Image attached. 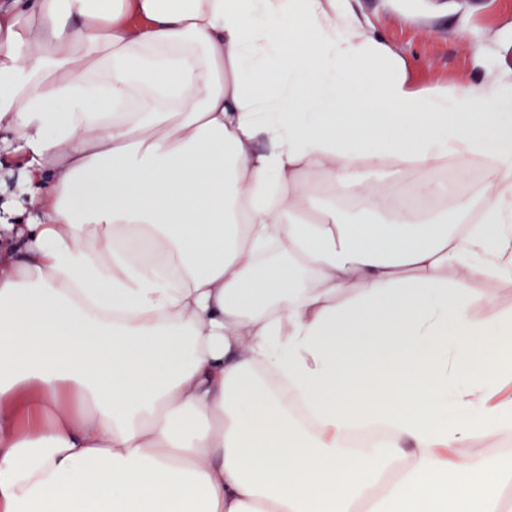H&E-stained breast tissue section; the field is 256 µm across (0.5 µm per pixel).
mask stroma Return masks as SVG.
<instances>
[{
	"label": "stroma",
	"mask_w": 512,
	"mask_h": 512,
	"mask_svg": "<svg viewBox=\"0 0 512 512\" xmlns=\"http://www.w3.org/2000/svg\"><path fill=\"white\" fill-rule=\"evenodd\" d=\"M419 93L512 73V0H352ZM472 309L512 315V279L472 281Z\"/></svg>",
	"instance_id": "obj_1"
}]
</instances>
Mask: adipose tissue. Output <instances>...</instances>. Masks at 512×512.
<instances>
[{
	"label": "adipose tissue",
	"instance_id": "adipose-tissue-1",
	"mask_svg": "<svg viewBox=\"0 0 512 512\" xmlns=\"http://www.w3.org/2000/svg\"><path fill=\"white\" fill-rule=\"evenodd\" d=\"M0 152V512L497 505L449 452L512 422V79L419 95L352 0H0ZM475 157L462 229L366 175ZM470 288L473 311L484 312L490 301L500 313L512 315V279L485 275L472 281Z\"/></svg>",
	"mask_w": 512,
	"mask_h": 512
}]
</instances>
